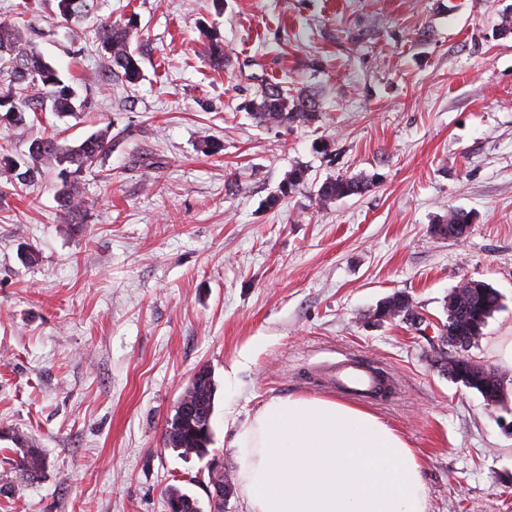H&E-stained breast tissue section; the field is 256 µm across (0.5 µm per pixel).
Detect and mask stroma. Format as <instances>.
I'll list each match as a JSON object with an SVG mask.
<instances>
[{
	"instance_id": "35a3bbf8",
	"label": "stroma",
	"mask_w": 512,
	"mask_h": 512,
	"mask_svg": "<svg viewBox=\"0 0 512 512\" xmlns=\"http://www.w3.org/2000/svg\"><path fill=\"white\" fill-rule=\"evenodd\" d=\"M512 0H95L82 31L56 0H0L84 100L75 117L0 123L15 160L59 134L107 130L76 177L13 186L0 169V512H167L176 486L209 512L207 462L166 447L193 374L217 393L210 453L267 400L335 398L323 369L351 354L393 375L369 409L419 455L427 512H512V386L488 405L433 366L446 301L466 279L501 305L469 358L512 379ZM132 23L142 76L105 68L95 26ZM226 59H208L209 37ZM318 90L321 120L257 125L262 84ZM300 191L266 201L288 172ZM373 178L327 204V178ZM469 213L461 240L433 227ZM408 295L421 324L373 315ZM37 448L35 478L14 467Z\"/></svg>"
}]
</instances>
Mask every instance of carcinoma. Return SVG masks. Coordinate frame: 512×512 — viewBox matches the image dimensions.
I'll list each match as a JSON object with an SVG mask.
<instances>
[{
  "mask_svg": "<svg viewBox=\"0 0 512 512\" xmlns=\"http://www.w3.org/2000/svg\"><path fill=\"white\" fill-rule=\"evenodd\" d=\"M59 17L65 21L75 15H87L94 9V0H57ZM101 51L108 67L122 72L125 81L135 84L141 77L139 59L130 46L128 27L104 21L99 24ZM0 108L15 116L14 122L23 123L27 112H53L59 116H71L83 108L75 91L65 84L59 71L47 62L37 47L29 41L21 29L0 23ZM248 108L259 124L267 128L311 125L318 121L317 94L308 87L288 88L278 82L265 84ZM36 149L24 162L25 171L15 174L19 183L34 179L46 164L60 168L62 178L58 190L60 207L65 216L77 220L81 210L79 194L71 178L80 173L101 153L108 149V131L98 130L80 144L70 146L53 134L35 141ZM305 181V170L296 167L288 173L279 192L267 201L274 207L279 196L296 190ZM370 187L363 176L340 175L326 180L318 191V200L328 203L351 195L362 194ZM470 225L468 215L453 210L442 222L435 225V232L460 240L465 234H448L450 225ZM500 306V295L489 284H478L468 303V317L480 323L488 319ZM194 399L198 409L194 416L185 417L174 413L165 428V445L183 456L200 459L209 455L212 433L204 429L202 416L213 410L217 391L213 376L195 388ZM43 466L41 453L35 448L19 452L15 468L28 478L37 476Z\"/></svg>",
  "mask_w": 512,
  "mask_h": 512,
  "instance_id": "carcinoma-1",
  "label": "carcinoma"
}]
</instances>
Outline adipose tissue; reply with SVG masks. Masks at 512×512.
Returning a JSON list of instances; mask_svg holds the SVG:
<instances>
[{
	"mask_svg": "<svg viewBox=\"0 0 512 512\" xmlns=\"http://www.w3.org/2000/svg\"><path fill=\"white\" fill-rule=\"evenodd\" d=\"M234 445L248 512H426L419 456L362 407L273 397Z\"/></svg>",
	"mask_w": 512,
	"mask_h": 512,
	"instance_id": "obj_1",
	"label": "adipose tissue"
}]
</instances>
